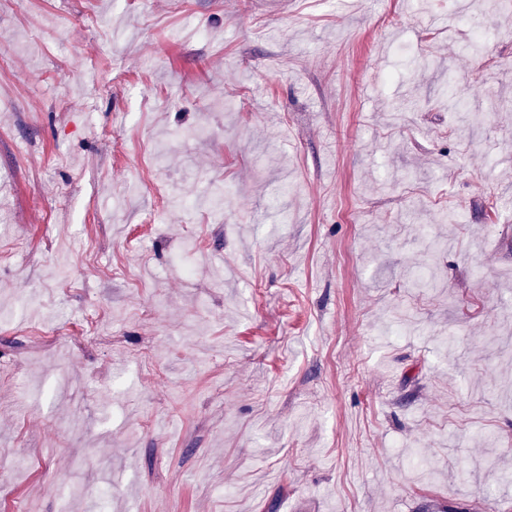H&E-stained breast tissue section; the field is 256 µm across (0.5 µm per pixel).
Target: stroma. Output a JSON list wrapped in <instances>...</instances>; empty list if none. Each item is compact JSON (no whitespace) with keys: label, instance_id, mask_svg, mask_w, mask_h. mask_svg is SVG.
Listing matches in <instances>:
<instances>
[{"label":"stroma","instance_id":"35a3bbf8","mask_svg":"<svg viewBox=\"0 0 512 512\" xmlns=\"http://www.w3.org/2000/svg\"><path fill=\"white\" fill-rule=\"evenodd\" d=\"M484 8L0 0V512H512Z\"/></svg>","mask_w":512,"mask_h":512}]
</instances>
